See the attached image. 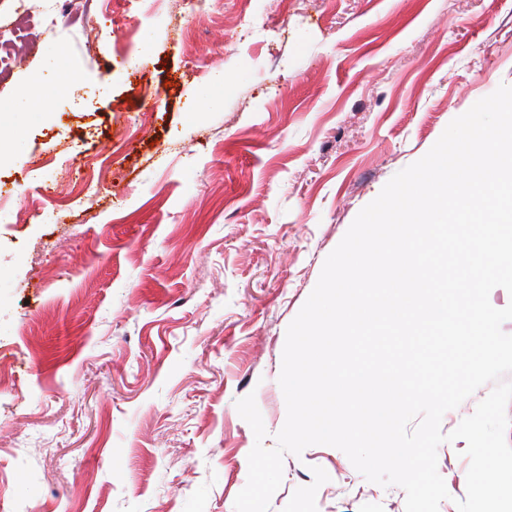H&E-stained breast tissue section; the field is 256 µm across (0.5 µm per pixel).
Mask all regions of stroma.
Here are the masks:
<instances>
[{"mask_svg":"<svg viewBox=\"0 0 512 512\" xmlns=\"http://www.w3.org/2000/svg\"><path fill=\"white\" fill-rule=\"evenodd\" d=\"M21 6L0 70V512H235L255 444L237 400L274 447L289 324L361 209L512 85V0H208L190 24L181 0H0L1 31ZM35 72L47 104L24 112ZM463 447L437 450L439 512L466 494ZM405 499L313 445L285 454L269 512Z\"/></svg>","mask_w":512,"mask_h":512,"instance_id":"stroma-1","label":"stroma"}]
</instances>
